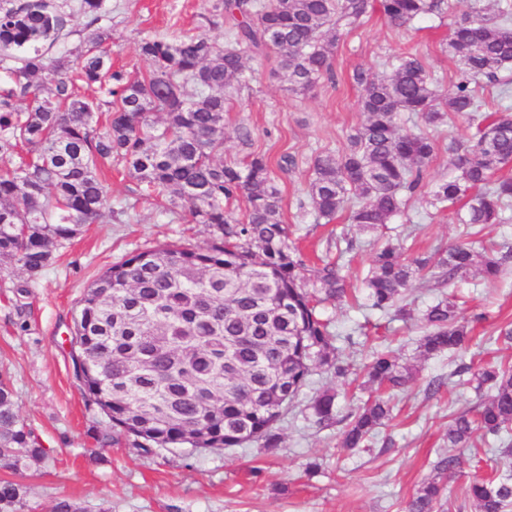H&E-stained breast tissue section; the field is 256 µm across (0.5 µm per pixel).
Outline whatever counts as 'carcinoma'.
I'll use <instances>...</instances> for the list:
<instances>
[{"label": "carcinoma", "instance_id": "cac0c4a2", "mask_svg": "<svg viewBox=\"0 0 512 512\" xmlns=\"http://www.w3.org/2000/svg\"><path fill=\"white\" fill-rule=\"evenodd\" d=\"M445 0H379L395 27L443 13ZM369 0H219L214 9L231 20L221 45L205 34L145 39V75L112 69L110 31L98 25L105 0H78L86 18L77 68L50 49L67 15L48 0H0V261L34 277L51 265L62 242L96 223L110 205L103 168L112 159L160 204L188 208L208 227L209 243L166 245L136 252L92 282L73 315L74 376L86 405L104 413L112 429L145 453L162 448L221 450L261 441L275 448L278 424L307 385L327 368L344 378L351 363L334 346L337 334L318 307L362 301L367 310L394 311L416 280H464L473 270L497 277L507 256L460 243L410 257L401 244L373 251L363 297L346 288L339 259L325 257L313 277L288 244L282 190L268 158L247 153L243 165L224 161V103L245 72V57L272 51L288 90L306 93L332 72L337 26L361 22ZM460 79L439 93L420 58L403 52L392 72L353 74L364 122L338 155L312 164L306 198L319 218L344 212L361 232L376 233L403 213L435 151L433 136L401 122L417 117L437 130L452 118L477 123L464 144L448 146L454 175L439 184L432 205L464 201L457 213L468 228L503 224L512 208V0H497L490 17L484 0H469L444 46ZM499 88L495 117L480 121L487 102L480 82ZM99 85L104 98L79 94L77 84ZM193 93H184L186 85ZM243 198L238 217L230 205ZM427 355L459 352L470 330L450 296L422 314ZM477 385L492 391L475 413L448 424V447L469 448L475 433L498 438L512 455V366H465ZM374 396L339 419L337 392L325 389L307 405L319 428L346 421L342 445L361 448L391 417L385 395L405 389L412 369L389 351L368 367ZM46 458L40 438L16 409L9 380L0 374V470L22 474ZM460 464L445 456L423 482L406 512H437L443 481ZM469 494L478 512L512 509V470L476 480ZM27 488L0 479V512H26Z\"/></svg>", "mask_w": 512, "mask_h": 512}]
</instances>
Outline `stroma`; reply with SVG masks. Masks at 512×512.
Returning <instances> with one entry per match:
<instances>
[{"label": "stroma", "instance_id": "obj_1", "mask_svg": "<svg viewBox=\"0 0 512 512\" xmlns=\"http://www.w3.org/2000/svg\"><path fill=\"white\" fill-rule=\"evenodd\" d=\"M215 0H106L103 26L110 29L112 66L146 73L139 52L142 39H172L206 34L225 42L227 25L216 16ZM464 0H448V10L404 27L389 25L378 10L344 28L336 44L335 77L321 80L306 95L287 90L274 53L251 57L242 81L224 114V159L245 156L236 138L239 128L252 134V151L270 163L291 156L292 170L280 177L282 210L290 240L306 256L336 249V239L354 242L342 273L350 291H360L373 251L370 235L348 224L317 217L306 206L304 189L314 158L338 154L348 134L363 121L356 70L391 71L397 56L417 54L440 91L452 88L455 64L442 51L452 23L465 11ZM464 119H456L436 135L437 150L428 164L421 194L410 198L385 234L417 256L465 240L456 221V206L435 209L429 200L448 178V144L472 135ZM114 210H127L128 223L109 215L57 247L54 263L36 277L11 265L0 266V369L12 377L14 400L22 418L41 437L48 461L20 475L30 512H52L57 499L68 498L86 512H405L422 481L432 476L439 456L449 455L448 424L452 417L484 400L461 365L496 362L512 365V347L497 342L499 327L512 322V263L498 280L481 275L456 284L414 282L405 294L417 311L457 294L473 340L460 354L424 357L419 342L425 332L420 319L402 321L392 313L358 306L325 305L338 334L335 342L355 373H363L372 353L392 349L401 363L414 366L416 378L395 398L394 418L382 426L372 447L345 449L341 429H318L306 406L319 391H340L339 406L349 411L367 399L362 381L337 379L319 370L310 378L280 423L281 442L264 448L252 442L241 448L193 451L169 448L150 454L134 448L125 436L100 447L94 432H107V419L87 407L74 376L71 359L72 315L89 284L129 254L165 244L206 245L204 225L194 224L185 210H163L142 195L123 162L113 161L105 173ZM445 379L436 394L430 380ZM498 440L475 437L459 467L447 481L441 512H476L467 489L474 477L501 469Z\"/></svg>", "mask_w": 512, "mask_h": 512}]
</instances>
